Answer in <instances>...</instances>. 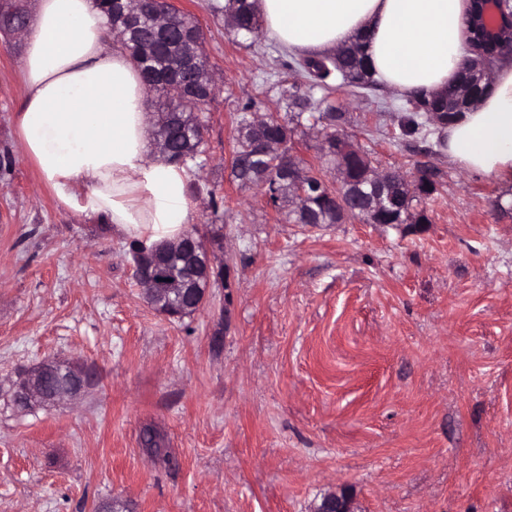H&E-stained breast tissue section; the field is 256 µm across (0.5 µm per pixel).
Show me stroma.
Segmentation results:
<instances>
[{"label": "stroma", "mask_w": 512, "mask_h": 512, "mask_svg": "<svg viewBox=\"0 0 512 512\" xmlns=\"http://www.w3.org/2000/svg\"><path fill=\"white\" fill-rule=\"evenodd\" d=\"M179 3L224 81L190 171L192 228L228 271L181 320L23 156L0 36V512H311L343 487L358 512H512V187L448 162L434 127L402 136L391 92L338 83L312 96L374 166L434 170L429 221L294 223L230 166L244 103L290 118L284 49L228 32L217 0ZM55 359L94 381L19 409L14 382Z\"/></svg>", "instance_id": "obj_1"}]
</instances>
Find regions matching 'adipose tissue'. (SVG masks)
Returning <instances> with one entry per match:
<instances>
[{
    "instance_id": "adipose-tissue-1",
    "label": "adipose tissue",
    "mask_w": 512,
    "mask_h": 512,
    "mask_svg": "<svg viewBox=\"0 0 512 512\" xmlns=\"http://www.w3.org/2000/svg\"><path fill=\"white\" fill-rule=\"evenodd\" d=\"M255 8L267 35L298 55L362 41L374 77L403 97L442 94L467 56L464 0H255ZM23 43L14 124L58 201L82 198L83 211L147 250L179 241L194 220L191 175L154 153L148 89L93 0H36ZM441 151L467 173L512 185V59L442 129Z\"/></svg>"
}]
</instances>
